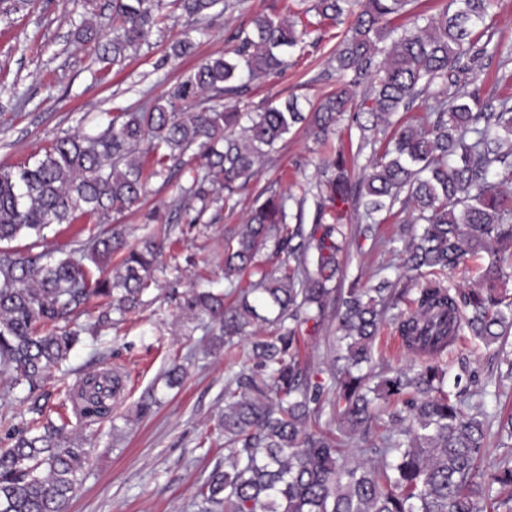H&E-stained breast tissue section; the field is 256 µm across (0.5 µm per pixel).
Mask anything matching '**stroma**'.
I'll list each match as a JSON object with an SVG mask.
<instances>
[{"label": "stroma", "instance_id": "stroma-1", "mask_svg": "<svg viewBox=\"0 0 512 512\" xmlns=\"http://www.w3.org/2000/svg\"><path fill=\"white\" fill-rule=\"evenodd\" d=\"M291 0H241L233 10L196 21L166 7V20L137 55L117 67L103 66L93 47L74 39L82 19L111 18L110 0H32L21 12L0 15V167L27 163L37 151L67 133L94 134L109 117L168 94L200 61L223 54L229 37L250 28L259 14L285 15ZM337 29L322 24L295 53L288 69L254 82L244 100L252 107L298 98L312 108L336 88L329 61L336 50ZM190 37L192 55L168 59L171 42ZM357 128L340 124L327 145L317 144L307 126L285 136L250 181L235 209L212 207L201 224H188L175 209L181 187L201 170L199 156L188 155L182 166L151 177L143 200L113 214L129 245L150 236H166L164 254L145 294L144 306L99 333L83 334L63 370L54 372L47 389L45 412L62 414L59 383H74L99 363L122 367L126 389L112 417L94 425L70 420L66 436L88 457L66 512H194L195 495L215 465L224 461V438L216 429L224 407L227 372L238 370L240 350L225 352L209 345L213 324L202 312L183 309L193 288L224 291V238L245 223L250 203L260 191L280 193L313 179L328 148L357 141ZM83 216L73 225L54 224L41 242L22 237L10 250L25 253L57 247L70 251L78 235L98 227ZM393 258L371 241L354 238L340 256L345 283H366ZM185 367L180 387L167 388L164 373L172 363ZM474 370L471 390L486 389L487 412L512 408V381H499L500 357L495 349L474 348L460 338L444 353L441 364L458 372L460 363ZM153 393L157 404L141 417V396Z\"/></svg>", "mask_w": 512, "mask_h": 512}]
</instances>
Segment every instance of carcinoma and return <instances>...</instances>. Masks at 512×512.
I'll list each match as a JSON object with an SVG mask.
<instances>
[{"instance_id":"obj_1","label":"carcinoma","mask_w":512,"mask_h":512,"mask_svg":"<svg viewBox=\"0 0 512 512\" xmlns=\"http://www.w3.org/2000/svg\"><path fill=\"white\" fill-rule=\"evenodd\" d=\"M185 16L204 20L227 0H171ZM493 0H447L434 15L417 0H316L319 21L346 25L336 47V90L306 116L296 100L259 112L203 105L213 92L241 96L255 80L281 73L303 48L308 25L293 14L258 15L253 28L232 37L224 54L203 60L171 93L148 109L121 112L95 135L66 134L23 167H0V243L43 236L51 224L76 214L105 218L141 201L148 180L181 161L192 148L204 160L176 203L202 221L218 190L232 210L235 196L260 173V163L296 125L309 122L319 140L343 119L360 131L356 161L370 150L358 181L344 151L321 160L315 180L299 192L256 197L246 223L224 242V279L239 300L190 291L185 307L218 326L215 348L250 338L246 361L227 374L224 465L201 485L197 512H486L512 508L499 489L512 488L505 460L487 481L476 478L487 432L498 415L472 414L457 391L467 367L446 377L436 363L460 336L490 346L512 335V299L498 293L505 254L512 255V95L492 99L478 85L479 62L498 58V81L512 79V39L487 23ZM164 0H112V38L86 18L80 44L93 43L102 63L122 64L149 44ZM189 38L174 41L168 57L192 53ZM364 88L362 97L357 89ZM424 97L417 119L397 117ZM313 198L312 223H304ZM363 207L365 223H345L347 209ZM406 215L398 279L367 288L337 283L339 255L352 236L380 241L376 216ZM78 252L19 256L0 251V377L27 388L25 427L7 429L0 448V512H64L83 469L79 448L62 445L68 422L42 421L45 385L69 359L83 328L57 324L84 312L92 297L108 300L94 327L112 313L136 310L152 283L162 244L129 248L104 226ZM120 267L108 271L112 255ZM278 259V271L267 263ZM485 259L481 287L461 294L448 273ZM251 280L244 288L236 280ZM425 279L412 292L408 274ZM338 319V348L325 366L305 354L310 330ZM395 326L415 355L404 368L363 372L372 362L382 325ZM121 375H86L68 389L72 413L89 421L110 413ZM382 428L364 459L348 446L358 431ZM341 437H336L334 431Z\"/></svg>"}]
</instances>
